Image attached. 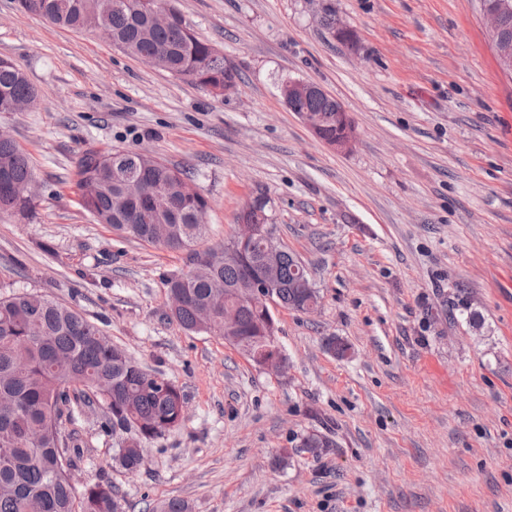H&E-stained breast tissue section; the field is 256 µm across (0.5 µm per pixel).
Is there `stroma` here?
Returning <instances> with one entry per match:
<instances>
[{"instance_id":"stroma-1","label":"stroma","mask_w":512,"mask_h":512,"mask_svg":"<svg viewBox=\"0 0 512 512\" xmlns=\"http://www.w3.org/2000/svg\"><path fill=\"white\" fill-rule=\"evenodd\" d=\"M168 3L238 71L237 92L0 0V58L36 90L0 125L38 185L32 212H0V294L64 303L186 402L134 473L113 463L101 410L78 409L83 482L108 475L124 512L167 498L191 512H512V76L478 0H332L352 49L321 27L323 0ZM289 80L343 104L352 151L288 110ZM90 147L185 170L209 203L206 247L267 200L320 295L311 313L272 310L284 373L170 318L165 280L187 254L121 238L80 206ZM312 433L326 455L278 465Z\"/></svg>"}]
</instances>
